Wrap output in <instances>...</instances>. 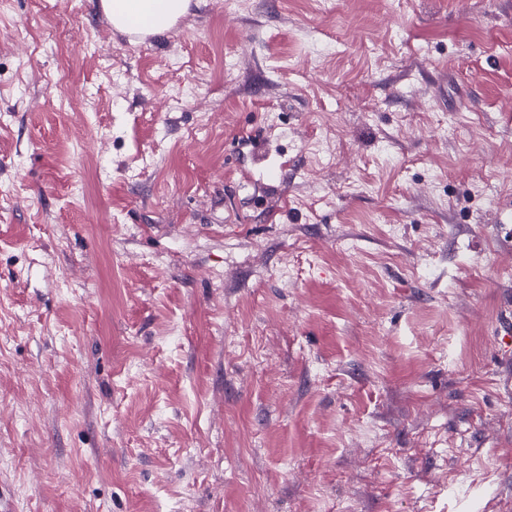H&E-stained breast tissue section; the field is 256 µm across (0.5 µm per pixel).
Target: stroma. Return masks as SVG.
I'll return each instance as SVG.
<instances>
[{"mask_svg": "<svg viewBox=\"0 0 512 512\" xmlns=\"http://www.w3.org/2000/svg\"><path fill=\"white\" fill-rule=\"evenodd\" d=\"M505 207L512 0H0V501L512 512ZM191 0H99L97 6L122 33L143 37L170 32L189 11Z\"/></svg>", "mask_w": 512, "mask_h": 512, "instance_id": "obj_1", "label": "stroma"}]
</instances>
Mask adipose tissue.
<instances>
[{
    "mask_svg": "<svg viewBox=\"0 0 512 512\" xmlns=\"http://www.w3.org/2000/svg\"><path fill=\"white\" fill-rule=\"evenodd\" d=\"M191 0H99V9L122 33L157 36L170 32L188 12Z\"/></svg>",
    "mask_w": 512,
    "mask_h": 512,
    "instance_id": "adipose-tissue-1",
    "label": "adipose tissue"
}]
</instances>
